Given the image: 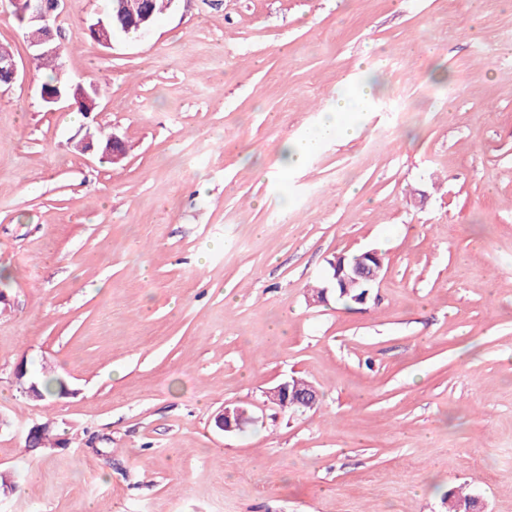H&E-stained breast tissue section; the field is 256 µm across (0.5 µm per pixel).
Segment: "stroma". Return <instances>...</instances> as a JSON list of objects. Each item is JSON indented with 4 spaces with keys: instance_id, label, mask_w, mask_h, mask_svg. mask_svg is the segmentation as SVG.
<instances>
[{
    "instance_id": "35a3bbf8",
    "label": "stroma",
    "mask_w": 512,
    "mask_h": 512,
    "mask_svg": "<svg viewBox=\"0 0 512 512\" xmlns=\"http://www.w3.org/2000/svg\"><path fill=\"white\" fill-rule=\"evenodd\" d=\"M107 6L62 0L74 114L0 0V512H512V0H175L104 48ZM367 72L359 136L284 172ZM365 250V303L310 304ZM293 376L319 406L263 408ZM0 95L8 92L19 77V65L14 55L0 48ZM67 79H61L58 77H50L49 80L41 85L40 91L44 88L49 87H64L56 88L51 91H43L40 98L42 102L47 106H56L60 104H66L67 108L83 107L85 112H95L98 108L97 96L100 94L99 85L85 84L83 82H76L72 85L67 83ZM96 93V94H95ZM215 420L217 427L228 432L243 430L247 424L253 421V418H248L247 414L238 407L224 406L223 411L216 416Z\"/></svg>"
}]
</instances>
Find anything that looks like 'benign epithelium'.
Returning <instances> with one entry per match:
<instances>
[{
  "label": "benign epithelium",
  "mask_w": 512,
  "mask_h": 512,
  "mask_svg": "<svg viewBox=\"0 0 512 512\" xmlns=\"http://www.w3.org/2000/svg\"><path fill=\"white\" fill-rule=\"evenodd\" d=\"M61 0H11L14 14L18 21L28 27L35 28L40 32V37L29 42L35 56L59 57L61 48L55 43L54 28L52 21L57 16ZM141 5L132 9L128 0H112V10L89 24L84 31L92 40L104 47L112 45L113 41L123 36L127 39L138 38L148 31L155 23L154 15L159 12L167 13L175 0H140ZM19 77V65L11 53L0 54V95L8 92L16 83ZM42 102L47 106L65 104L69 108L81 107L86 112H93L98 108L97 95L91 84L76 82L65 88H56L51 91H44L41 94ZM102 154L117 162L125 156V142L117 135H112L104 147ZM367 261L360 263L351 270V275L341 276L344 267L333 261V268L338 270L335 277L345 282L349 279L357 280L362 277L368 280L376 278V272L367 275L363 269L372 267V263L379 262L378 253L369 250L364 253ZM264 404L279 406L282 403L293 401L304 407L313 408L319 401V392L311 385L304 392H297L292 381L286 380L269 388L264 392ZM252 422L247 414L237 407L224 406L221 413L216 416V425L222 431L242 430Z\"/></svg>",
  "instance_id": "obj_1"
}]
</instances>
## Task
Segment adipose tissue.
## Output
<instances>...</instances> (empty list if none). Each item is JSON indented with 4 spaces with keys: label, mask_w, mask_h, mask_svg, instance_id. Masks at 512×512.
<instances>
[{
    "label": "adipose tissue",
    "mask_w": 512,
    "mask_h": 512,
    "mask_svg": "<svg viewBox=\"0 0 512 512\" xmlns=\"http://www.w3.org/2000/svg\"><path fill=\"white\" fill-rule=\"evenodd\" d=\"M373 92V79H366L350 94L337 99L332 112L328 113L326 119L311 135L296 143H284L282 146L284 169L293 170L302 166L324 141L355 138L359 130L350 113L353 106L368 105Z\"/></svg>",
    "instance_id": "ef3b65f1"
}]
</instances>
